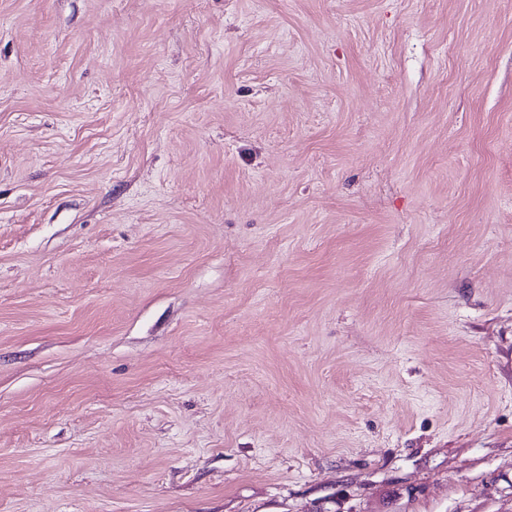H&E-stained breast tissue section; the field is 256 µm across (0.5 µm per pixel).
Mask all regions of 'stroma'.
Wrapping results in <instances>:
<instances>
[{
	"instance_id": "35a3bbf8",
	"label": "stroma",
	"mask_w": 512,
	"mask_h": 512,
	"mask_svg": "<svg viewBox=\"0 0 512 512\" xmlns=\"http://www.w3.org/2000/svg\"><path fill=\"white\" fill-rule=\"evenodd\" d=\"M0 512H512V0H0Z\"/></svg>"
}]
</instances>
